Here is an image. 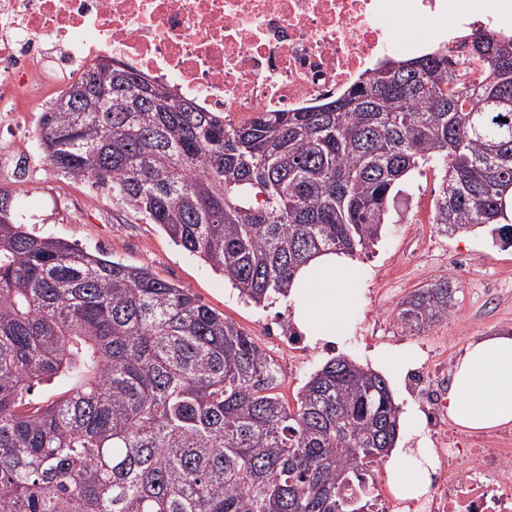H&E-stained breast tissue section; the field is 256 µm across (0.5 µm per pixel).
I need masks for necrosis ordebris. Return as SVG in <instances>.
I'll use <instances>...</instances> for the list:
<instances>
[{
  "instance_id": "1",
  "label": "necrosis or debris",
  "mask_w": 512,
  "mask_h": 512,
  "mask_svg": "<svg viewBox=\"0 0 512 512\" xmlns=\"http://www.w3.org/2000/svg\"><path fill=\"white\" fill-rule=\"evenodd\" d=\"M476 0H0V92L24 93L48 43L88 60L111 49L201 106L244 123L336 96L377 57L403 53L383 25L447 24ZM424 512H512V451H439Z\"/></svg>"
}]
</instances>
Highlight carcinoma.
I'll list each match as a JSON object with an SVG mask.
<instances>
[{"mask_svg":"<svg viewBox=\"0 0 512 512\" xmlns=\"http://www.w3.org/2000/svg\"><path fill=\"white\" fill-rule=\"evenodd\" d=\"M481 62L456 82L448 46L383 61L340 96L236 124L129 64L82 112H43L37 142L227 278L288 296L324 251H365L394 189L435 161L433 223L512 238V35L460 39ZM458 288L412 292L410 329ZM244 331L189 291L42 237L0 190V512H364L399 409L386 379L333 359L295 403Z\"/></svg>","mask_w":512,"mask_h":512,"instance_id":"1","label":"carcinoma"}]
</instances>
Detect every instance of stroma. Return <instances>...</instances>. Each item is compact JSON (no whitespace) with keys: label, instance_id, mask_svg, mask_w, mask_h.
<instances>
[{"label":"stroma","instance_id":"35a3bbf8","mask_svg":"<svg viewBox=\"0 0 512 512\" xmlns=\"http://www.w3.org/2000/svg\"><path fill=\"white\" fill-rule=\"evenodd\" d=\"M58 57L55 45H48L39 62L43 76L37 88L10 100L9 111L0 112V189L13 195L19 216L34 233L127 265L147 266L157 278L189 290L238 324L274 359L278 392L293 401L333 353L302 342L288 344L281 334L289 321L286 299L268 306L244 303L222 274L177 246L159 225L146 223L111 193L67 179L44 160L36 136L42 109L61 89ZM441 177V166L433 163L414 171L390 201L380 239L359 253L364 292L342 351L365 366L387 350L416 352L414 368L392 393L399 406L418 413L423 406L411 385L417 373L430 375L456 365L468 344L480 337L512 334V244L487 228L450 235L433 224ZM458 261L467 264L468 273L456 282L457 304L447 319L419 332L409 330L399 318L401 302L415 289L451 277Z\"/></svg>","mask_w":512,"mask_h":512}]
</instances>
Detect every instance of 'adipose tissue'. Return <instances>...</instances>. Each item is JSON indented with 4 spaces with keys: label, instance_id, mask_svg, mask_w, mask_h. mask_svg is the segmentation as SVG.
Segmentation results:
<instances>
[{
    "label": "adipose tissue",
    "instance_id": "ef3b65f1",
    "mask_svg": "<svg viewBox=\"0 0 512 512\" xmlns=\"http://www.w3.org/2000/svg\"><path fill=\"white\" fill-rule=\"evenodd\" d=\"M360 285V262L342 251L318 254L295 272L288 290L292 324L308 345H344ZM447 400L449 417L465 429L491 430L512 423V336L472 342L455 367ZM437 466L431 449L409 448L401 441L389 449L384 468L400 512H416Z\"/></svg>",
    "mask_w": 512,
    "mask_h": 512
}]
</instances>
